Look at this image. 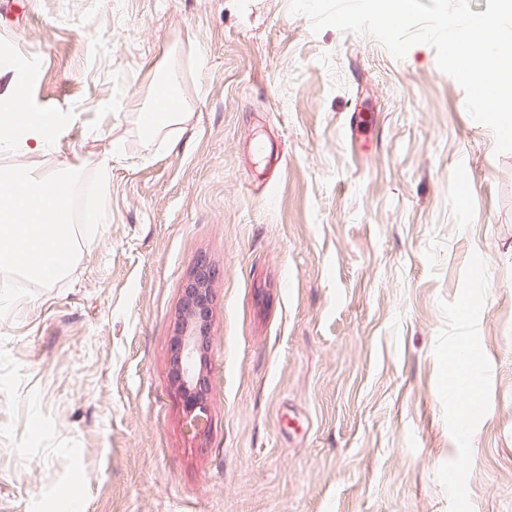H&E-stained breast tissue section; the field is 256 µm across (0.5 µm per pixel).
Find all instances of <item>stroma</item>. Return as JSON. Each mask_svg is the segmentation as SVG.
Returning <instances> with one entry per match:
<instances>
[{"label": "stroma", "mask_w": 512, "mask_h": 512, "mask_svg": "<svg viewBox=\"0 0 512 512\" xmlns=\"http://www.w3.org/2000/svg\"><path fill=\"white\" fill-rule=\"evenodd\" d=\"M290 0H13L59 115L33 174L112 169L63 280L0 317V512H512V152L417 44ZM182 123L146 134L164 71ZM220 268L206 440L169 379L181 289ZM475 341L480 414L449 351ZM468 478L448 484L450 472Z\"/></svg>", "instance_id": "stroma-1"}]
</instances>
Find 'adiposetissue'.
<instances>
[{
    "instance_id": "1",
    "label": "adipose tissue",
    "mask_w": 512,
    "mask_h": 512,
    "mask_svg": "<svg viewBox=\"0 0 512 512\" xmlns=\"http://www.w3.org/2000/svg\"><path fill=\"white\" fill-rule=\"evenodd\" d=\"M178 83L176 73H168L158 85L149 106L150 130L180 123L183 116L182 101L175 94ZM25 102L15 88V74L11 65L0 62V154H13L19 150L46 152L49 146V133L57 126L56 118H47L46 122L31 125L24 140H17L11 134L8 115L18 113Z\"/></svg>"
}]
</instances>
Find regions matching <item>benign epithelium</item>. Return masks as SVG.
I'll list each match as a JSON object with an SVG mask.
<instances>
[{
  "label": "benign epithelium",
  "instance_id": "benign-epithelium-1",
  "mask_svg": "<svg viewBox=\"0 0 512 512\" xmlns=\"http://www.w3.org/2000/svg\"><path fill=\"white\" fill-rule=\"evenodd\" d=\"M218 273L219 268L210 258L197 259L182 287L176 329L170 340L171 383L182 399L187 431L195 438L206 435L208 421L210 380L205 349Z\"/></svg>",
  "mask_w": 512,
  "mask_h": 512
}]
</instances>
